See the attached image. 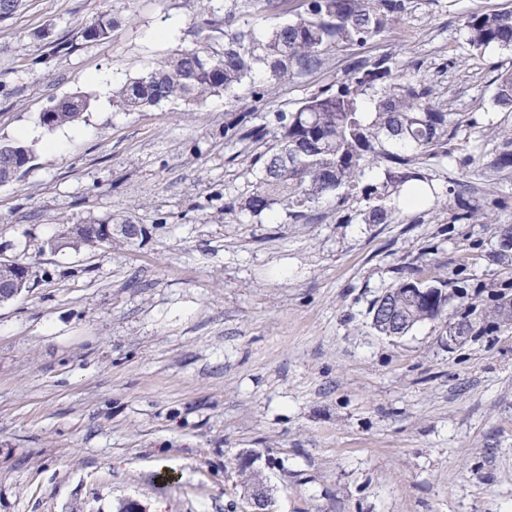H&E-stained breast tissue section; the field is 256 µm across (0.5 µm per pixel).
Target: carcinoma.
<instances>
[{
  "label": "carcinoma",
  "instance_id": "1",
  "mask_svg": "<svg viewBox=\"0 0 512 512\" xmlns=\"http://www.w3.org/2000/svg\"><path fill=\"white\" fill-rule=\"evenodd\" d=\"M408 5L409 0H307L295 20L261 33L258 20L278 8V0H231L224 22L203 20L204 38L128 79L113 95L112 105L121 112H141L170 101L201 106L219 94L234 98L258 66L265 71L267 85L252 95L261 100L269 87L320 68L327 54L364 45L390 31ZM115 27L112 16L102 14L85 28L84 38L105 39ZM463 27L472 47H512L511 10L471 13ZM347 73L336 89H324L292 111L274 113L272 131L254 123L253 113L245 111L224 125V138L230 142L258 145L270 140L249 158L256 171L251 192L240 200H225L224 209L251 216L281 210L297 222L322 197L359 188L369 202L368 222L382 224L392 216L384 204L388 197L405 185L411 194L421 188L423 164L448 158V113L431 103L425 81L400 78L390 54L369 60L351 56ZM495 82V101L512 108V70L500 73ZM370 101L375 102L373 112L366 111ZM89 107L87 94L73 93L41 113L40 122L51 129L71 124ZM30 157V148L22 143L0 144V183L12 181L13 166H24ZM371 165L383 168L384 180L362 187L360 178ZM70 242L89 248L101 245L99 234L84 233L71 240H43L36 250L52 252ZM416 284L402 280L383 295L408 331L444 315L425 296L409 301L407 289ZM0 286L22 292L30 281L22 279L16 267L3 266Z\"/></svg>",
  "mask_w": 512,
  "mask_h": 512
}]
</instances>
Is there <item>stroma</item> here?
Listing matches in <instances>:
<instances>
[{"label":"stroma","mask_w":512,"mask_h":512,"mask_svg":"<svg viewBox=\"0 0 512 512\" xmlns=\"http://www.w3.org/2000/svg\"><path fill=\"white\" fill-rule=\"evenodd\" d=\"M512 0H411L360 48L426 80L460 124L432 193L367 221L362 197H324L292 221L226 212L255 175L228 142V113L256 123L343 81L335 54L254 101L167 102L119 112L113 87L201 38L224 0H22L0 20V143L32 151L0 186V256L30 263L28 292L0 303V512H248L238 463L253 460L273 512H512V110L493 100L512 48L476 49L462 23ZM110 13L111 38L84 29ZM167 38H158L160 28ZM73 125L39 120L74 92ZM62 146L49 151L46 141ZM477 211L455 220V200ZM136 225L127 238L123 221ZM106 221L112 243L38 256L64 226ZM404 279L447 285V313L400 338L371 324ZM469 314L464 344L445 334Z\"/></svg>","instance_id":"obj_1"}]
</instances>
